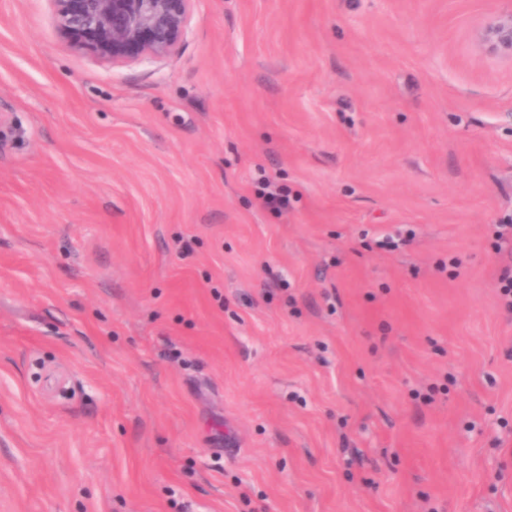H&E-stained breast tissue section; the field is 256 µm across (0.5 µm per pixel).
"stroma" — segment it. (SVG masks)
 Here are the masks:
<instances>
[{
    "instance_id": "35a3bbf8",
    "label": "stroma",
    "mask_w": 512,
    "mask_h": 512,
    "mask_svg": "<svg viewBox=\"0 0 512 512\" xmlns=\"http://www.w3.org/2000/svg\"><path fill=\"white\" fill-rule=\"evenodd\" d=\"M508 12L194 0L113 65L0 0V512H512ZM482 42L490 52L512 56V13L488 26L482 34Z\"/></svg>"
}]
</instances>
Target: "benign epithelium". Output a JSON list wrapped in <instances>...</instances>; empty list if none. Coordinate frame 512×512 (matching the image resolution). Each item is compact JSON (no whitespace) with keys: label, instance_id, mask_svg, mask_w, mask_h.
<instances>
[{"label":"benign epithelium","instance_id":"1","mask_svg":"<svg viewBox=\"0 0 512 512\" xmlns=\"http://www.w3.org/2000/svg\"><path fill=\"white\" fill-rule=\"evenodd\" d=\"M57 32L74 50L112 64L174 55L193 0H52ZM482 42L512 56V13L488 26Z\"/></svg>","mask_w":512,"mask_h":512}]
</instances>
